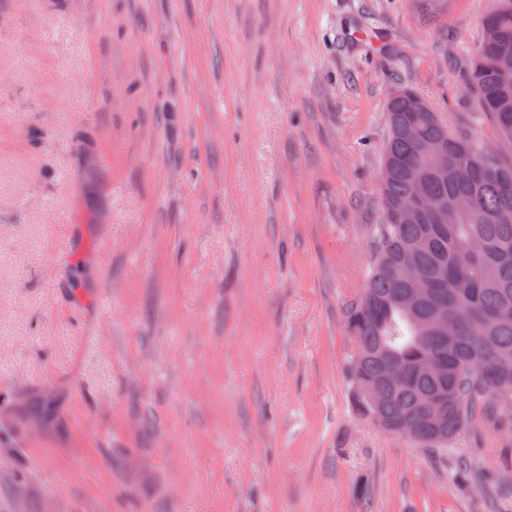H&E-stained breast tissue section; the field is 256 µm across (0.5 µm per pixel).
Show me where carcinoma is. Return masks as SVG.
<instances>
[{"label": "carcinoma", "instance_id": "cac0c4a2", "mask_svg": "<svg viewBox=\"0 0 512 512\" xmlns=\"http://www.w3.org/2000/svg\"><path fill=\"white\" fill-rule=\"evenodd\" d=\"M496 34L479 43L469 61V89L501 137L512 140V91L496 80L497 55L512 52V0H501L482 28ZM418 101L407 95L387 103L389 136L383 159L392 177L381 189L383 211L403 201L409 177L427 172V188L448 199L450 221L434 224L420 215L403 224L374 226L373 258L366 286L347 309L346 328L354 342L348 366L356 411L374 422L413 427V440L436 453L474 425L487 406L512 423V183L505 185L490 166L455 150L465 133L439 119L406 129ZM448 143V163L471 167V181L436 174L417 150V139ZM411 288H425L424 300L405 306ZM455 323L442 332L441 318ZM440 355L448 373L425 372L422 361ZM401 379L384 378L387 362Z\"/></svg>", "mask_w": 512, "mask_h": 512}]
</instances>
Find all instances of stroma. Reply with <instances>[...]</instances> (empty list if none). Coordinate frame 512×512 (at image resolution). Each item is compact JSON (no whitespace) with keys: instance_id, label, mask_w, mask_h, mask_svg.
Returning a JSON list of instances; mask_svg holds the SVG:
<instances>
[{"instance_id":"stroma-1","label":"stroma","mask_w":512,"mask_h":512,"mask_svg":"<svg viewBox=\"0 0 512 512\" xmlns=\"http://www.w3.org/2000/svg\"><path fill=\"white\" fill-rule=\"evenodd\" d=\"M497 5L0 0V512H512L506 425L360 417L345 327L391 90L512 158ZM486 39L491 44L484 43ZM494 31V32H493ZM501 51L512 53V1L501 0L500 6L488 13L482 22V34L479 43L469 61V89L474 94L481 112H485L493 121L501 137L512 140V91L504 94L498 84L508 91L512 88V57L503 55L497 66V55Z\"/></svg>"}]
</instances>
